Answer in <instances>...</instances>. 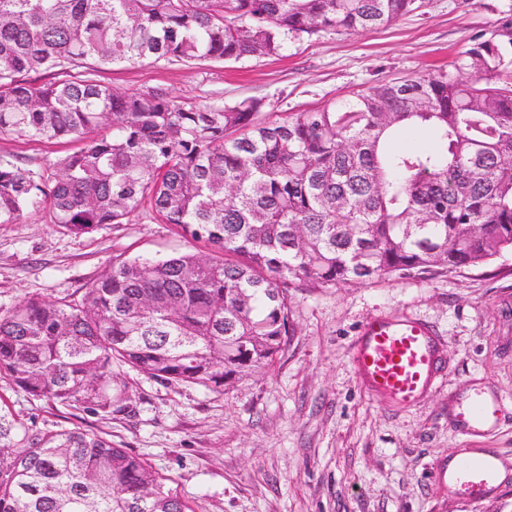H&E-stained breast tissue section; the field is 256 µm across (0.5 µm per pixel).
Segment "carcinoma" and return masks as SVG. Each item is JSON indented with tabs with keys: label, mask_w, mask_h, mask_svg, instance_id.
Instances as JSON below:
<instances>
[{
	"label": "carcinoma",
	"mask_w": 512,
	"mask_h": 512,
	"mask_svg": "<svg viewBox=\"0 0 512 512\" xmlns=\"http://www.w3.org/2000/svg\"><path fill=\"white\" fill-rule=\"evenodd\" d=\"M414 0H0V135L80 146L0 159V224L41 209L74 236L143 211L203 243L117 256L71 294L0 312V378L53 406L129 409L125 367L222 395L293 336L288 291L459 273L512 250V13L448 68L272 118L257 98L186 106L118 93L102 68L276 55L360 34ZM63 78L36 84L31 72ZM416 127L426 152L392 142ZM0 512H191L136 454L0 408Z\"/></svg>",
	"instance_id": "1"
}]
</instances>
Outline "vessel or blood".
<instances>
[{
    "label": "vessel or blood",
    "mask_w": 512,
    "mask_h": 512,
    "mask_svg": "<svg viewBox=\"0 0 512 512\" xmlns=\"http://www.w3.org/2000/svg\"><path fill=\"white\" fill-rule=\"evenodd\" d=\"M358 379L371 391L400 405H413L435 383L439 352L432 330L408 317L377 316L364 324L352 351ZM506 401L476 395L461 404L457 419L472 430L497 420ZM457 497L472 503L486 500L495 490V467L490 459L461 452L449 470H438Z\"/></svg>",
    "instance_id": "b4317fda"
}]
</instances>
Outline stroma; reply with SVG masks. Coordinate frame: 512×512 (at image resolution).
<instances>
[{"label":"stroma","mask_w":512,"mask_h":512,"mask_svg":"<svg viewBox=\"0 0 512 512\" xmlns=\"http://www.w3.org/2000/svg\"><path fill=\"white\" fill-rule=\"evenodd\" d=\"M512 0H415L390 26L362 34L287 37L278 55L184 64L160 60L100 71L120 91L164 88L186 105L246 98L277 115L320 108L386 81L447 67ZM72 147L0 137V158L39 170ZM175 226L145 214L75 237L33 211L0 224V311L21 297H61L115 256L193 250ZM294 334L275 363L217 395L129 374V413L109 419L54 407L0 379V406L35 432L79 428L148 462L192 512H512V251L426 279L293 288ZM422 321L439 344L434 388L414 405L374 395L351 352L375 316ZM510 399L487 429L455 419L468 392ZM458 448L493 449L506 469L490 498L469 503L434 478Z\"/></svg>","instance_id":"obj_1"}]
</instances>
